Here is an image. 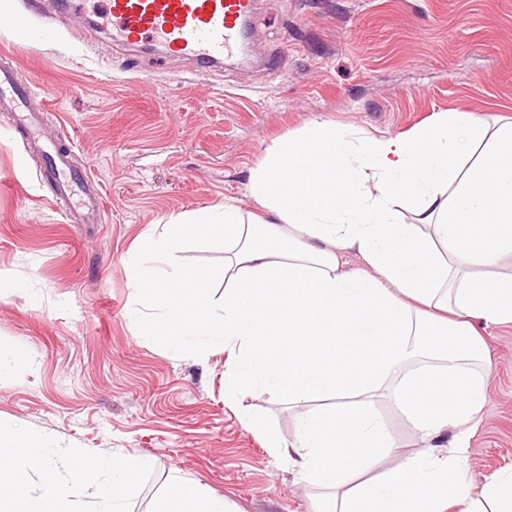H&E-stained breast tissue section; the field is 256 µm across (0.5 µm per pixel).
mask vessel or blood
Listing matches in <instances>:
<instances>
[{
    "instance_id": "obj_1",
    "label": "vessel or blood",
    "mask_w": 512,
    "mask_h": 512,
    "mask_svg": "<svg viewBox=\"0 0 512 512\" xmlns=\"http://www.w3.org/2000/svg\"><path fill=\"white\" fill-rule=\"evenodd\" d=\"M68 5L77 14L95 12L113 39L150 41L193 57L204 68L235 53L255 10V0H68ZM29 97L12 69L1 66L0 112L11 114L16 129L39 155L41 180L52 186L71 223L100 222V184L87 169L71 165L69 150L42 140L38 118L27 107Z\"/></svg>"
}]
</instances>
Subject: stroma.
<instances>
[{
	"label": "stroma",
	"mask_w": 512,
	"mask_h": 512,
	"mask_svg": "<svg viewBox=\"0 0 512 512\" xmlns=\"http://www.w3.org/2000/svg\"><path fill=\"white\" fill-rule=\"evenodd\" d=\"M23 12L55 38L19 39L8 17ZM251 27L249 62L202 70L113 43L55 0H0V52L104 198L101 223H68L0 113V343L27 361L0 375V418L68 448L144 459L130 512H150L175 474L230 512H313L319 494L246 418L288 441L321 404L267 392L227 404L226 354H198L194 336L165 347L134 335L126 259L147 226L227 200L259 212L250 174L275 140L314 121L379 136L442 112L512 120V0H257ZM481 335L491 366L469 439L477 487L512 472V323ZM372 410L396 443L381 468L427 448L390 390Z\"/></svg>",
	"instance_id": "stroma-1"
}]
</instances>
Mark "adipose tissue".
I'll return each mask as SVG.
<instances>
[{
    "instance_id": "1",
    "label": "adipose tissue",
    "mask_w": 512,
    "mask_h": 512,
    "mask_svg": "<svg viewBox=\"0 0 512 512\" xmlns=\"http://www.w3.org/2000/svg\"><path fill=\"white\" fill-rule=\"evenodd\" d=\"M257 219L227 203L153 224L129 260L135 333L155 343L215 339L224 398L254 387L297 402L347 397L302 417L291 442L264 432L299 483L335 493L336 512H512V474L467 479L485 405L484 327L512 323V121L439 113L409 135L362 139L313 123L279 140L250 176ZM402 203L416 221L401 222ZM224 247L223 267L177 263L185 247ZM353 252L363 268L348 271ZM223 281L214 302L211 287ZM393 382L397 407L430 445L352 487L392 453L362 403ZM144 460L98 457L0 420V512H128ZM154 512H228L199 482L173 476Z\"/></svg>"
}]
</instances>
